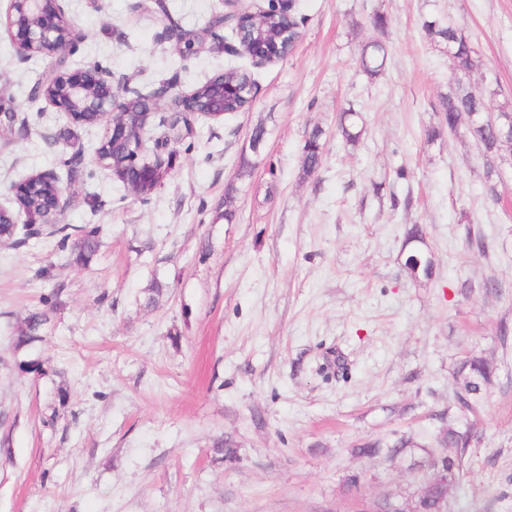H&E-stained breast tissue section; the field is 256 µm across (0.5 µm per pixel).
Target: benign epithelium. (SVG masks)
<instances>
[{
	"instance_id": "benign-epithelium-1",
	"label": "benign epithelium",
	"mask_w": 512,
	"mask_h": 512,
	"mask_svg": "<svg viewBox=\"0 0 512 512\" xmlns=\"http://www.w3.org/2000/svg\"><path fill=\"white\" fill-rule=\"evenodd\" d=\"M234 10L225 13L232 19L238 37L247 42V55L257 64L275 59L273 42L254 25L255 13L235 7L238 0H226ZM7 33L18 47L22 58L50 57L65 59L81 39V34L68 19L62 0H10L7 13ZM255 86L245 88L224 85L220 75L207 82L206 92L180 94L174 102L180 115L191 121L195 115L210 119L224 117V97L247 95L254 98ZM127 89L116 90L112 86L110 72L98 64H92L72 72L60 65L42 85L40 98L46 105L63 113L75 126L91 124V117L110 118L108 132L97 152L98 162L112 170L119 179L131 184L138 195L158 188L165 164L160 156L146 160L134 167L138 177L129 176V169H116L112 165V146L122 144L128 150L143 152L144 136L150 119L158 110L155 98H130ZM15 202L19 211L32 214L30 200L36 198L41 207L31 220L33 228L43 233L44 227L59 223L68 204L57 178L51 173L31 175L14 186Z\"/></svg>"
}]
</instances>
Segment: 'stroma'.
<instances>
[{
  "instance_id": "35a3bbf8",
  "label": "stroma",
  "mask_w": 512,
  "mask_h": 512,
  "mask_svg": "<svg viewBox=\"0 0 512 512\" xmlns=\"http://www.w3.org/2000/svg\"><path fill=\"white\" fill-rule=\"evenodd\" d=\"M164 2L163 14L154 0H63L83 34L69 65L101 64L147 94L162 81L190 92L233 64L257 91L246 111L192 119L145 203L95 160L106 123L75 127L31 100L53 61L21 58L0 30V111L15 115L0 126V205L13 207L15 182L54 172L70 198L63 222L100 241L84 264L52 237L0 242V512H357L382 492L415 499L416 463L452 419V370L469 354L496 373L476 420L453 418L474 438L448 512H512V153L489 196L480 146L467 127L442 129L439 112L466 91L512 106V0H297L295 48L262 66L216 50L207 26L222 0ZM168 13L199 34L193 55L166 39ZM431 20L471 42L472 71L430 40ZM371 41L386 50L375 76L360 65ZM350 109L364 126L354 145L337 133ZM316 127L323 160L307 174ZM415 224L434 258L427 279L403 267ZM155 280L166 293L149 305ZM35 312L49 316L41 340L16 347ZM402 437L417 448L357 452ZM222 439L232 456L215 453ZM323 130L319 127L314 128L303 147L305 173L313 172L320 164L323 153V143L321 142Z\"/></svg>"
}]
</instances>
